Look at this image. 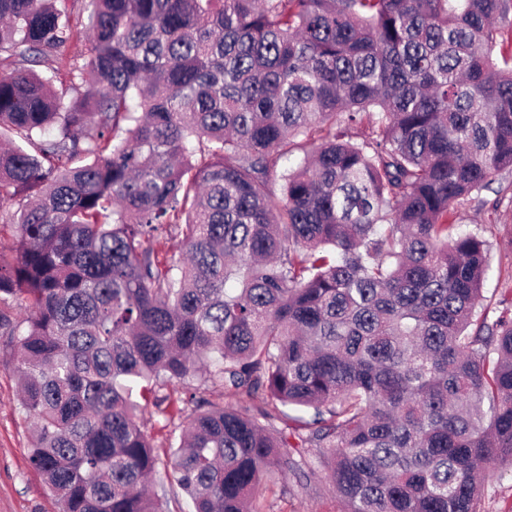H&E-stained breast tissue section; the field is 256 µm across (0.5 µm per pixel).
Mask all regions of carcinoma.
Here are the masks:
<instances>
[{
    "mask_svg": "<svg viewBox=\"0 0 512 512\" xmlns=\"http://www.w3.org/2000/svg\"><path fill=\"white\" fill-rule=\"evenodd\" d=\"M87 10L0 0V297L28 312L0 329L59 512H168L136 416L189 380L252 401L189 393L193 512H251L313 448L345 512H477L512 465V309L487 322L490 243L451 217L512 170V0Z\"/></svg>",
    "mask_w": 512,
    "mask_h": 512,
    "instance_id": "obj_1",
    "label": "carcinoma"
}]
</instances>
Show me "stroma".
<instances>
[{
  "label": "stroma",
  "mask_w": 512,
  "mask_h": 512,
  "mask_svg": "<svg viewBox=\"0 0 512 512\" xmlns=\"http://www.w3.org/2000/svg\"><path fill=\"white\" fill-rule=\"evenodd\" d=\"M460 232L482 230L491 243L490 263L483 280V305L489 319L501 311V298L512 299V173L494 182L454 218ZM13 337L0 333V512H59L56 497L28 463L31 423L20 405ZM183 403L171 392L163 407L144 403L138 424L156 447H168ZM480 512H512V466L488 465L479 501ZM342 501L324 474L300 483L295 477L274 479L253 512H343Z\"/></svg>",
  "instance_id": "stroma-1"
}]
</instances>
